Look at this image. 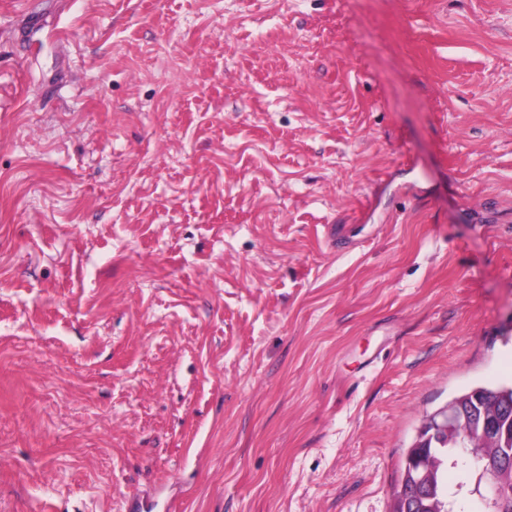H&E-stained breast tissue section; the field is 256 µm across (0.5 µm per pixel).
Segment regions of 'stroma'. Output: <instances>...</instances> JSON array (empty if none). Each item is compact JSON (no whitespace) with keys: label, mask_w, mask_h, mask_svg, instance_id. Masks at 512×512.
Here are the masks:
<instances>
[{"label":"stroma","mask_w":512,"mask_h":512,"mask_svg":"<svg viewBox=\"0 0 512 512\" xmlns=\"http://www.w3.org/2000/svg\"><path fill=\"white\" fill-rule=\"evenodd\" d=\"M512 381V0L0 5V512H390ZM425 426V431L428 434L421 443H425L432 437H440L443 434L450 435L458 430H462L465 423H461L455 412L448 411V409L442 411L437 415H432Z\"/></svg>","instance_id":"obj_1"}]
</instances>
